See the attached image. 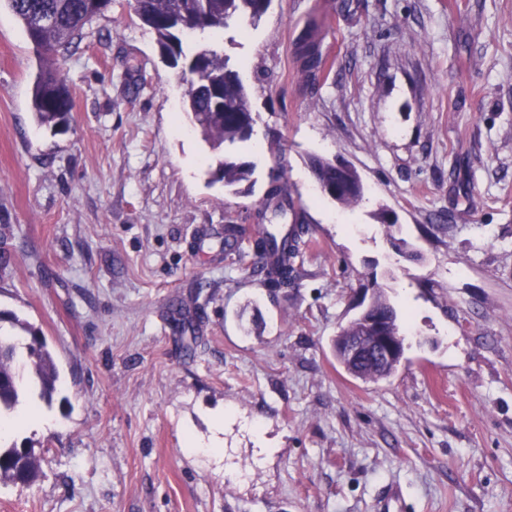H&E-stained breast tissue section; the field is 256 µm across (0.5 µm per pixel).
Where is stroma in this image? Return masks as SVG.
<instances>
[{"label":"stroma","instance_id":"1","mask_svg":"<svg viewBox=\"0 0 512 512\" xmlns=\"http://www.w3.org/2000/svg\"><path fill=\"white\" fill-rule=\"evenodd\" d=\"M318 18L312 84L294 41ZM86 32L69 124L39 126L0 0V311L60 380L52 427L12 435L41 476L0 483V512H377L395 485L406 512H512V0H272L200 35L251 102L233 191L128 0ZM314 155L357 170L358 207L316 190ZM281 170L310 248L271 288L224 227L268 223ZM374 283L406 333L377 382L334 351ZM252 165L231 155H224L213 172L215 180L224 182L225 187H234L247 181L252 175Z\"/></svg>","mask_w":512,"mask_h":512}]
</instances>
